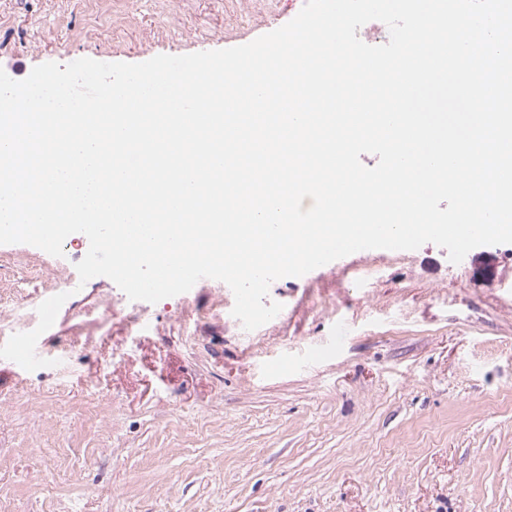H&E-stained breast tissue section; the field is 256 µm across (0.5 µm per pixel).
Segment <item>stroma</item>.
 Listing matches in <instances>:
<instances>
[{
  "label": "stroma",
  "instance_id": "1",
  "mask_svg": "<svg viewBox=\"0 0 512 512\" xmlns=\"http://www.w3.org/2000/svg\"><path fill=\"white\" fill-rule=\"evenodd\" d=\"M304 3L0 0V69L230 48ZM88 249L0 245V345L70 292L49 366L0 359V512H512V244L350 254L275 280L252 331L215 279L80 283Z\"/></svg>",
  "mask_w": 512,
  "mask_h": 512
}]
</instances>
